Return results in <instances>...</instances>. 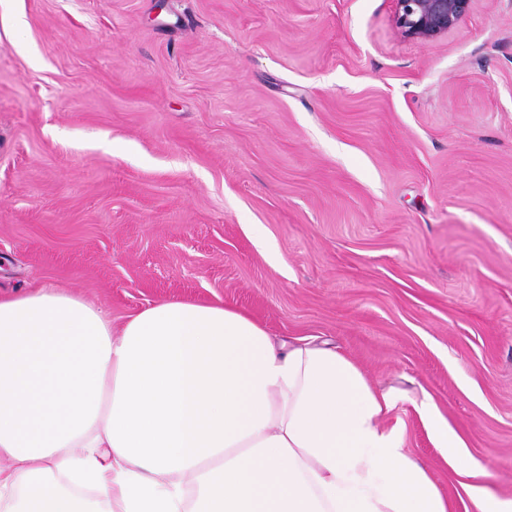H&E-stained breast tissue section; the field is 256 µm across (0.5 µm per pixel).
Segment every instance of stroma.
<instances>
[{
	"instance_id": "obj_1",
	"label": "stroma",
	"mask_w": 512,
	"mask_h": 512,
	"mask_svg": "<svg viewBox=\"0 0 512 512\" xmlns=\"http://www.w3.org/2000/svg\"><path fill=\"white\" fill-rule=\"evenodd\" d=\"M0 0V295L176 299L327 339L451 512L430 394L512 499V0ZM392 23L403 39L435 43L462 23L474 0H391Z\"/></svg>"
}]
</instances>
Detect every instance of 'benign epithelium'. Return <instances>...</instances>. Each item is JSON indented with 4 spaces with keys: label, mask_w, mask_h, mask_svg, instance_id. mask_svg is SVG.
I'll list each match as a JSON object with an SVG mask.
<instances>
[{
    "label": "benign epithelium",
    "mask_w": 512,
    "mask_h": 512,
    "mask_svg": "<svg viewBox=\"0 0 512 512\" xmlns=\"http://www.w3.org/2000/svg\"><path fill=\"white\" fill-rule=\"evenodd\" d=\"M474 0H393L392 23L403 39L435 43L452 33Z\"/></svg>",
    "instance_id": "benign-epithelium-1"
}]
</instances>
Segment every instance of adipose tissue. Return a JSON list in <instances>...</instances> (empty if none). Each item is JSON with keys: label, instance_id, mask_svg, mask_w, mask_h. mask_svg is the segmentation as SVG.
<instances>
[{"label": "adipose tissue", "instance_id": "obj_1", "mask_svg": "<svg viewBox=\"0 0 512 512\" xmlns=\"http://www.w3.org/2000/svg\"><path fill=\"white\" fill-rule=\"evenodd\" d=\"M397 398L230 304L161 301L116 329L53 286L0 296V512H450L382 426ZM415 408L466 512H512L431 397Z\"/></svg>", "mask_w": 512, "mask_h": 512}]
</instances>
